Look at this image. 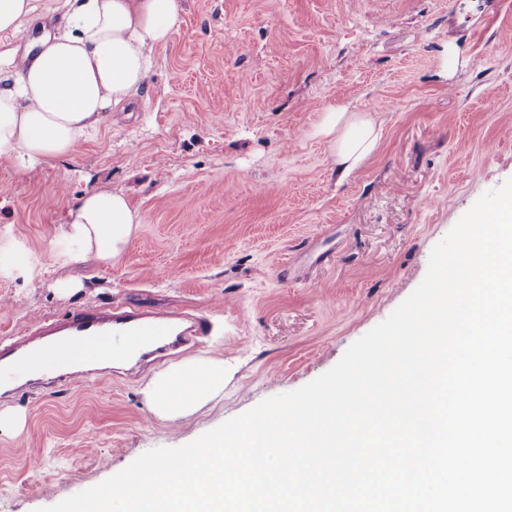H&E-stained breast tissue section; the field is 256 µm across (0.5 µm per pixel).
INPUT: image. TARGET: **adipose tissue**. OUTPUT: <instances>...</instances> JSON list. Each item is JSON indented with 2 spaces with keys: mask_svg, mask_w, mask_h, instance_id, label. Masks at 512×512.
I'll return each instance as SVG.
<instances>
[{
  "mask_svg": "<svg viewBox=\"0 0 512 512\" xmlns=\"http://www.w3.org/2000/svg\"><path fill=\"white\" fill-rule=\"evenodd\" d=\"M63 28L33 40V55L0 51V162L25 170L71 158L95 133L102 112L128 103L148 81L153 53L178 30L183 0H61ZM41 0H0V35L44 16ZM340 178H348L381 145L367 112L339 101L316 130ZM142 217L124 195L87 189L75 197L63 232L65 253L99 266L115 263ZM224 392L223 362L192 358L155 372L142 390L163 419L188 418Z\"/></svg>",
  "mask_w": 512,
  "mask_h": 512,
  "instance_id": "ef3b65f1",
  "label": "adipose tissue"
}]
</instances>
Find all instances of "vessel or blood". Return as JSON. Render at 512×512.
<instances>
[{
	"mask_svg": "<svg viewBox=\"0 0 512 512\" xmlns=\"http://www.w3.org/2000/svg\"><path fill=\"white\" fill-rule=\"evenodd\" d=\"M211 322L198 317L189 326H180L175 316H160L135 310L120 312L104 307H86L71 312L62 322L52 327V334L63 337L64 344L73 354L72 361L66 362L62 376L65 380L80 379L82 356L94 350L104 357H112V341L126 338L137 346L140 357L146 358L161 352L180 348L190 337L208 335ZM55 347L44 342L36 347L10 355L0 352V369L17 376L37 371L47 355Z\"/></svg>",
	"mask_w": 512,
	"mask_h": 512,
	"instance_id": "vessel-or-blood-1",
	"label": "vessel or blood"
}]
</instances>
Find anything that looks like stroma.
<instances>
[{"label":"stroma","instance_id":"stroma-1","mask_svg":"<svg viewBox=\"0 0 512 512\" xmlns=\"http://www.w3.org/2000/svg\"><path fill=\"white\" fill-rule=\"evenodd\" d=\"M183 7L138 98L103 113L73 159L0 165V348L85 306L206 315L214 331L0 398V512L54 505L326 372L421 283L479 196L512 179V0ZM449 42L468 63L446 80ZM339 101L382 123L379 152L344 182L314 134ZM86 188L143 216L116 264L63 255L67 199ZM169 268L178 278L160 279ZM196 357L223 361V399L158 418L143 384Z\"/></svg>","mask_w":512,"mask_h":512}]
</instances>
